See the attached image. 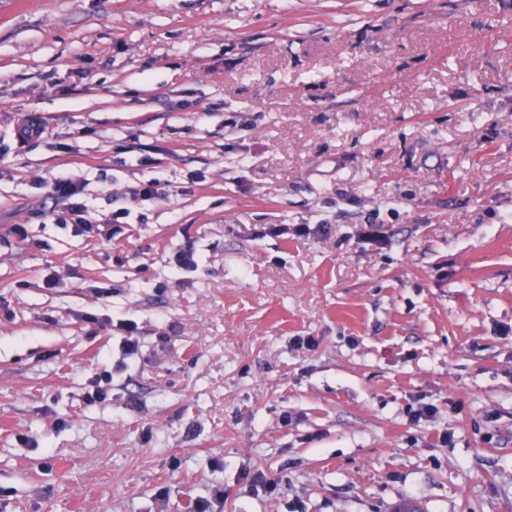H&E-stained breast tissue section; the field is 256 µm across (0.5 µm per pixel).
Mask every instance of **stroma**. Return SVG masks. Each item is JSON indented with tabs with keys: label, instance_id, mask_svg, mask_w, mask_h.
<instances>
[{
	"label": "stroma",
	"instance_id": "35a3bbf8",
	"mask_svg": "<svg viewBox=\"0 0 512 512\" xmlns=\"http://www.w3.org/2000/svg\"><path fill=\"white\" fill-rule=\"evenodd\" d=\"M62 172L94 224L171 195L76 237ZM217 487L224 512H512V0H0V512ZM83 185L75 181L67 173H60L53 182L51 196L56 200L66 202L65 211L58 215L56 220L60 224H70L74 236L93 237L101 235L100 224H90L85 219V204L82 200ZM169 185L162 182L160 179L153 178L140 184L136 189L129 192V199L131 202H135L146 199H158L165 200L170 195ZM111 375L109 372L103 371L96 373L88 381V391L85 399L88 403L93 404L105 400L110 390Z\"/></svg>",
	"mask_w": 512,
	"mask_h": 512
}]
</instances>
